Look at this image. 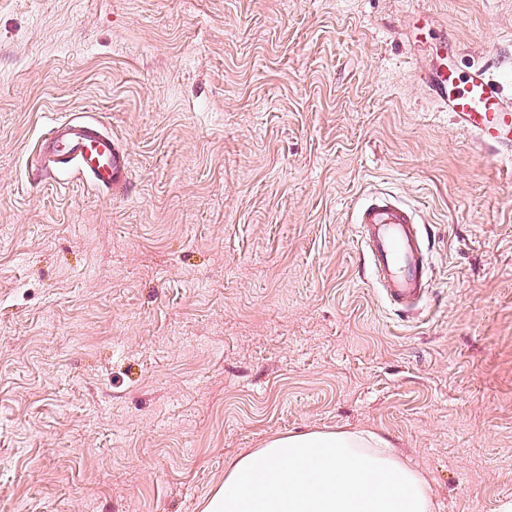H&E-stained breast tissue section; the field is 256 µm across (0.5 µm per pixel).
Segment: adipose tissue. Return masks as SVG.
Instances as JSON below:
<instances>
[{
    "label": "adipose tissue",
    "instance_id": "ef3b65f1",
    "mask_svg": "<svg viewBox=\"0 0 512 512\" xmlns=\"http://www.w3.org/2000/svg\"><path fill=\"white\" fill-rule=\"evenodd\" d=\"M427 482L373 431L300 432L231 459L205 512H432Z\"/></svg>",
    "mask_w": 512,
    "mask_h": 512
}]
</instances>
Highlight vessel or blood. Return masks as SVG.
Listing matches in <instances>:
<instances>
[{"label":"vessel or blood","instance_id":"b4317fda","mask_svg":"<svg viewBox=\"0 0 512 512\" xmlns=\"http://www.w3.org/2000/svg\"><path fill=\"white\" fill-rule=\"evenodd\" d=\"M429 82L441 111L461 130L493 149L512 147V97L490 66L458 74L435 69ZM45 171L73 169L97 189L123 194L131 174L130 156L96 119L72 118L51 124L40 144ZM358 243L381 298L394 310L410 312L429 295L427 254L416 212L379 196L357 214Z\"/></svg>","mask_w":512,"mask_h":512}]
</instances>
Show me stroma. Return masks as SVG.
<instances>
[{"instance_id": "obj_1", "label": "stroma", "mask_w": 512, "mask_h": 512, "mask_svg": "<svg viewBox=\"0 0 512 512\" xmlns=\"http://www.w3.org/2000/svg\"><path fill=\"white\" fill-rule=\"evenodd\" d=\"M487 62L512 85V0H0V512H204L239 453L359 429L433 512H504L512 163L421 79ZM83 113L126 194L41 176ZM376 191L429 234L413 316ZM358 243L381 298L405 314L429 295L427 253L416 212L386 197H375L357 214Z\"/></svg>"}]
</instances>
